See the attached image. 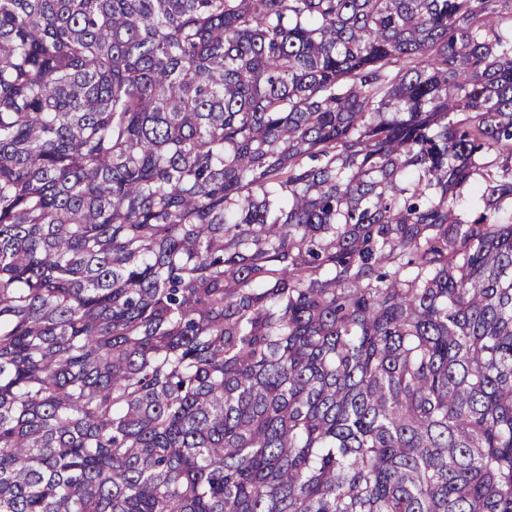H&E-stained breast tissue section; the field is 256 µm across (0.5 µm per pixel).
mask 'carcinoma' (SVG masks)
Wrapping results in <instances>:
<instances>
[{"label":"carcinoma","instance_id":"obj_1","mask_svg":"<svg viewBox=\"0 0 512 512\" xmlns=\"http://www.w3.org/2000/svg\"><path fill=\"white\" fill-rule=\"evenodd\" d=\"M512 0H0V512H512Z\"/></svg>","mask_w":512,"mask_h":512}]
</instances>
